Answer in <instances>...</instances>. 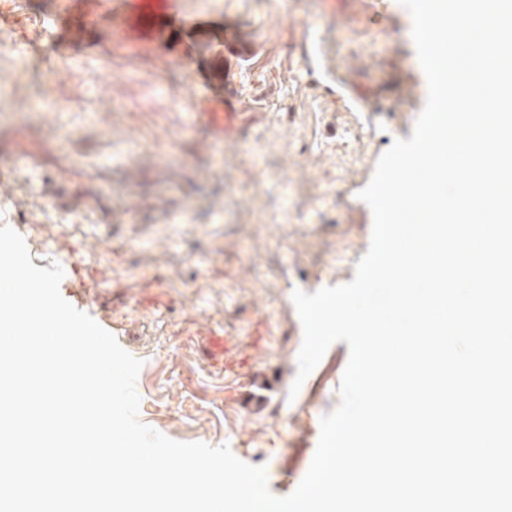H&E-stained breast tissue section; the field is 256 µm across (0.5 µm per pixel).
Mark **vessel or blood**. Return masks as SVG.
<instances>
[{"instance_id":"1","label":"vessel or blood","mask_w":512,"mask_h":512,"mask_svg":"<svg viewBox=\"0 0 512 512\" xmlns=\"http://www.w3.org/2000/svg\"><path fill=\"white\" fill-rule=\"evenodd\" d=\"M45 14L67 26L62 49L81 56L94 52L91 28L102 22L118 32L129 48L169 60L175 57L173 47L180 33L208 32L211 43L224 48V79L200 80L202 110L195 118L224 138L237 132V103L225 97L223 89L238 83L239 61L251 55L253 46L234 27L206 16L185 15L179 0H50Z\"/></svg>"}]
</instances>
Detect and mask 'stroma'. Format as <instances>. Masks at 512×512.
Returning <instances> with one entry per match:
<instances>
[{
  "instance_id": "stroma-1",
  "label": "stroma",
  "mask_w": 512,
  "mask_h": 512,
  "mask_svg": "<svg viewBox=\"0 0 512 512\" xmlns=\"http://www.w3.org/2000/svg\"><path fill=\"white\" fill-rule=\"evenodd\" d=\"M42 0H0V225L53 262L143 362L138 418L181 442L229 445L292 493L339 403L346 342L296 400L295 290L354 278L371 242L358 193L410 138L427 82L399 0H180L225 17L241 61V137L200 110L195 66L136 53L108 30L74 59L45 41ZM54 76L33 110L34 86Z\"/></svg>"
}]
</instances>
